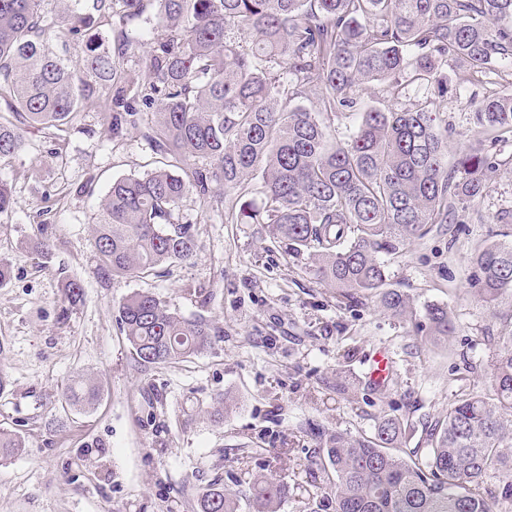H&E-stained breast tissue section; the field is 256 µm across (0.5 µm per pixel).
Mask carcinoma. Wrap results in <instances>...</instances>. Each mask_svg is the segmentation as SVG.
<instances>
[{
    "instance_id": "obj_1",
    "label": "carcinoma",
    "mask_w": 512,
    "mask_h": 512,
    "mask_svg": "<svg viewBox=\"0 0 512 512\" xmlns=\"http://www.w3.org/2000/svg\"><path fill=\"white\" fill-rule=\"evenodd\" d=\"M80 28L105 16L127 24L156 11L161 33L146 53L148 81L119 70L134 41L117 35L115 58L86 47L82 62L45 48L46 0H0V161L25 146L32 125L62 129L93 92L91 79L112 81L109 128L139 123L128 97L154 108L146 138L174 164L114 180L94 229L102 277L145 278L168 262L191 260L193 226L175 216L190 190L235 224H265L288 251L308 253L316 280L345 300L374 296L415 324L427 341L454 334L447 306L429 305L423 321L411 298L387 287L381 256L426 236L433 224L456 223L458 205L486 195L493 150L512 140V0H93ZM248 39L240 44L231 33ZM462 62L482 84L499 89L469 96L487 147L448 161L452 128L436 96L448 92V61ZM383 85L387 108L364 101ZM414 97L400 104L408 86ZM346 120L343 139L332 126ZM208 162L182 169L181 157ZM470 285L483 302L502 305L487 383L457 399L429 434L427 451L397 454L406 426L388 417L371 436L321 438L325 474L335 475L334 512H512V241H493L469 258ZM75 305L82 285H63ZM119 328L143 365L196 356L220 335L202 318H186L146 291L118 306ZM76 383L66 398L90 401ZM23 447L0 430V458ZM504 479L500 492L487 480ZM288 485L265 476L252 483V512H279ZM199 512H238V497L204 492Z\"/></svg>"
}]
</instances>
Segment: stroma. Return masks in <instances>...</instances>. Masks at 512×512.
Returning <instances> with one entry per match:
<instances>
[{
  "label": "stroma",
  "instance_id": "obj_1",
  "mask_svg": "<svg viewBox=\"0 0 512 512\" xmlns=\"http://www.w3.org/2000/svg\"><path fill=\"white\" fill-rule=\"evenodd\" d=\"M78 8L91 10L92 0H57L49 50L73 62L89 43L113 54L117 21L73 36ZM474 88L468 69L449 63L441 107L453 126L450 149L482 145L467 107ZM111 98V84L97 83L68 127H29L24 150L0 162L13 195L0 214V262L11 268L0 285V373L9 379L0 429L23 440L0 459V512H198L215 484L250 512L260 476L288 484L280 512H329L334 486L315 463L322 433L369 436L390 416L407 427L400 455L422 456L438 417L488 379L500 325L469 284L468 257L495 241L512 210V142L501 147L487 196L386 259L390 288L416 309L451 310L456 332L433 346L377 299L337 297L310 273L307 254L286 252L265 225L231 223L193 192L177 215L193 227L194 259L145 278L98 277L92 228L101 197L114 179L168 160L145 138L151 111H141L139 128L112 135ZM41 239L49 256L33 248ZM70 278L84 288L71 308L62 293ZM136 291L212 322L222 336L187 360L141 365L118 324L120 301ZM380 351L393 366L382 385L367 376ZM77 381L94 386L91 403L68 402Z\"/></svg>",
  "mask_w": 512,
  "mask_h": 512
}]
</instances>
